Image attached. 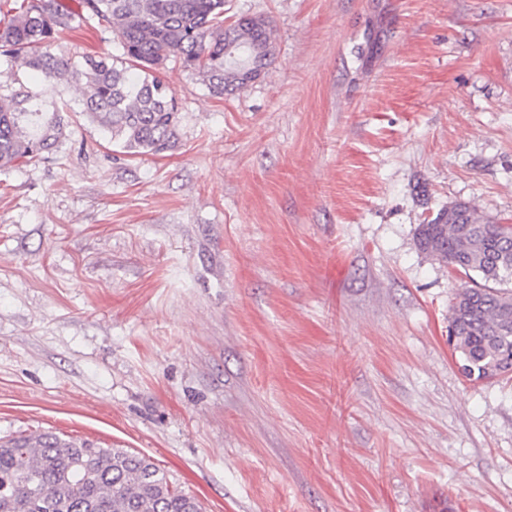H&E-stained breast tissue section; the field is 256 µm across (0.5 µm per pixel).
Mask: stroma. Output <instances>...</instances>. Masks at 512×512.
<instances>
[{
  "instance_id": "35a3bbf8",
  "label": "stroma",
  "mask_w": 512,
  "mask_h": 512,
  "mask_svg": "<svg viewBox=\"0 0 512 512\" xmlns=\"http://www.w3.org/2000/svg\"><path fill=\"white\" fill-rule=\"evenodd\" d=\"M265 76H161L178 144L84 113L0 170V437L149 456L203 512H512V375L448 344L464 274L416 228L512 224V0H225ZM79 56L118 54L87 23Z\"/></svg>"
}]
</instances>
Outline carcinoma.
<instances>
[{"instance_id": "1", "label": "carcinoma", "mask_w": 512, "mask_h": 512, "mask_svg": "<svg viewBox=\"0 0 512 512\" xmlns=\"http://www.w3.org/2000/svg\"><path fill=\"white\" fill-rule=\"evenodd\" d=\"M93 19L119 56L56 52L60 33ZM0 55L16 67L81 89V111L122 153L157 155L175 146L179 113L157 76L169 61L193 69L215 95L250 85L275 55L261 16L224 25V0H0ZM67 100L45 104L16 75L0 81V169L57 150ZM418 248L482 285L457 289L450 337L468 379L512 374V225L483 224L455 203L416 229ZM0 512H202L150 458L53 432L0 441Z\"/></svg>"}]
</instances>
